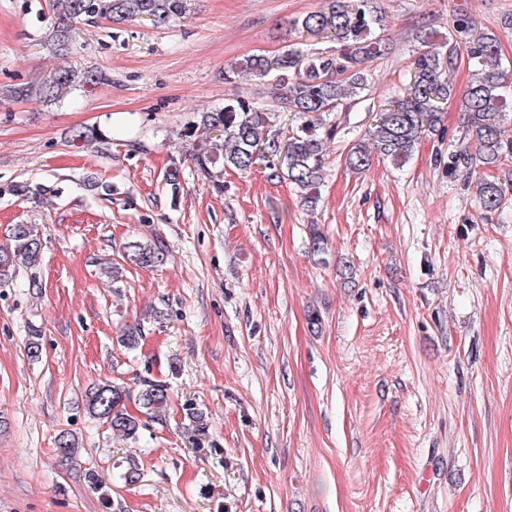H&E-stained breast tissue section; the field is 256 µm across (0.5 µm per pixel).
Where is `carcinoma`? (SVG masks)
Listing matches in <instances>:
<instances>
[{
	"mask_svg": "<svg viewBox=\"0 0 512 512\" xmlns=\"http://www.w3.org/2000/svg\"><path fill=\"white\" fill-rule=\"evenodd\" d=\"M183 10V0H52L55 51L62 55L69 52L71 31L77 24L144 18L162 26L180 17ZM382 21L378 0H356L354 4L351 0H323L319 9L295 19L293 25L309 38L328 39L333 46L321 49L292 44L276 57L248 55L224 71V81L230 84L270 86L279 108L296 113L300 123L285 137L283 129L275 125V114L266 108L243 97L225 100L223 108L201 113L190 128L191 133L209 139V147L193 155L200 174L213 178V168L220 162L247 172L263 161L270 179L289 181L304 205H315L324 177L326 144L336 136V125L326 116L366 89L364 64L386 50L380 35ZM418 40L422 48L411 63L404 92L381 106L369 141L353 147L346 163L363 170L375 154L396 166L404 165L422 135L436 131L443 106L455 98L448 72L465 62L475 70L477 80L460 99L465 131L448 152V170L499 166L512 156V78L500 69L498 37L490 32L461 44L451 37L435 44L426 32ZM105 81L107 75L101 70L78 73L60 69L41 83L38 92L17 86L8 91V96H34L49 103L60 99L76 83L95 87ZM215 132L223 137L221 149L211 140ZM476 184L480 217L486 220L503 211L507 195H512V183L506 185L480 174ZM7 191L40 204L58 189L21 181L10 184ZM41 253V235L34 226L15 224L10 229L9 244L0 247V271L19 263L34 266ZM126 259L146 268L162 263L165 254L159 244L134 241L128 245ZM127 399L125 387L106 381L90 389L87 407L114 434L135 441L142 428L141 419L128 411ZM138 405L146 415L166 412L170 406L169 387L160 381L144 384L138 393Z\"/></svg>",
	"mask_w": 512,
	"mask_h": 512,
	"instance_id": "1",
	"label": "carcinoma"
}]
</instances>
